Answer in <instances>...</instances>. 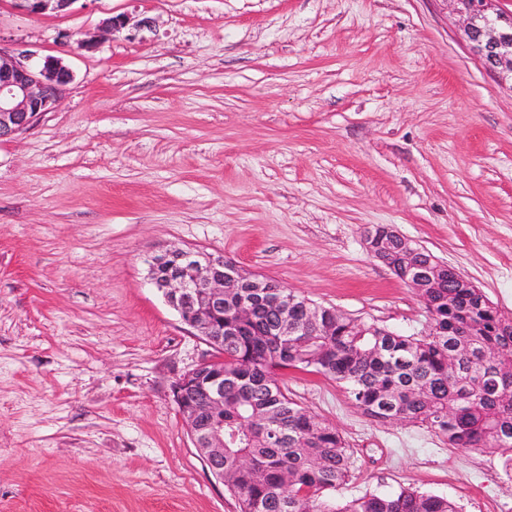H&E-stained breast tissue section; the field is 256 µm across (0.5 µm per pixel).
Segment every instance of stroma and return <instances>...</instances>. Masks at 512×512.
<instances>
[{
  "instance_id": "35a3bbf8",
  "label": "stroma",
  "mask_w": 512,
  "mask_h": 512,
  "mask_svg": "<svg viewBox=\"0 0 512 512\" xmlns=\"http://www.w3.org/2000/svg\"><path fill=\"white\" fill-rule=\"evenodd\" d=\"M464 26L453 0H0V47L73 72L0 142V512H240L174 401L213 350L150 283L163 250L420 335L423 303L365 245L389 225L512 317V82ZM282 381L353 451L336 500L512 512L499 456ZM16 6L30 14L39 15L46 11H67L76 0H14Z\"/></svg>"
}]
</instances>
